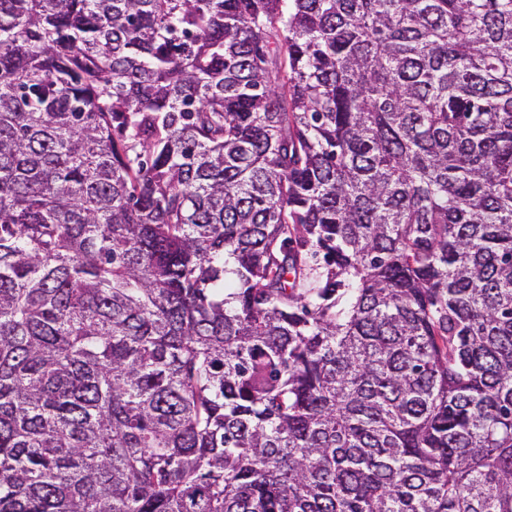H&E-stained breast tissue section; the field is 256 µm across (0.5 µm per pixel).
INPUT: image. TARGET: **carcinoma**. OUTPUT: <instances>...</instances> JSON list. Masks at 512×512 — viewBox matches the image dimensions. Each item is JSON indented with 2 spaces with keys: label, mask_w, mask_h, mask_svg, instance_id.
<instances>
[{
  "label": "carcinoma",
  "mask_w": 512,
  "mask_h": 512,
  "mask_svg": "<svg viewBox=\"0 0 512 512\" xmlns=\"http://www.w3.org/2000/svg\"><path fill=\"white\" fill-rule=\"evenodd\" d=\"M0 512H512V0H0Z\"/></svg>",
  "instance_id": "obj_1"
}]
</instances>
